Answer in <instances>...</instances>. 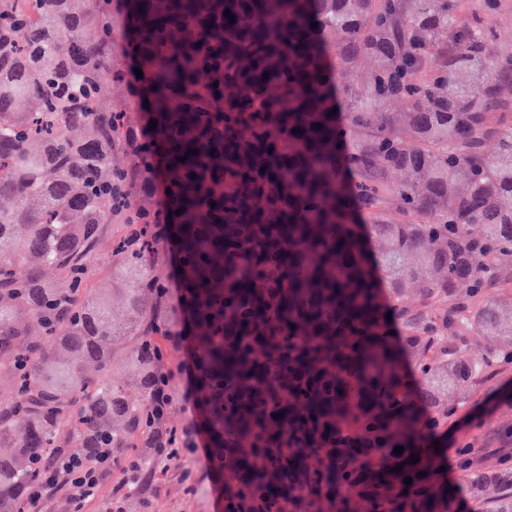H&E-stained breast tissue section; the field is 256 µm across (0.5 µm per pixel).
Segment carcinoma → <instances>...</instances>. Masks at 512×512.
I'll use <instances>...</instances> for the list:
<instances>
[{"instance_id": "obj_1", "label": "carcinoma", "mask_w": 512, "mask_h": 512, "mask_svg": "<svg viewBox=\"0 0 512 512\" xmlns=\"http://www.w3.org/2000/svg\"><path fill=\"white\" fill-rule=\"evenodd\" d=\"M499 7L480 0L465 20L462 0H0V512H24L27 484L68 454L66 431L86 453L112 449L114 465L144 462L150 433L174 432L152 396L173 359L163 342L172 328L193 340L216 463L232 431L335 426L334 384L355 397L350 421L384 428L409 449L406 468L423 466L411 462L418 409L447 423L448 398L472 379L441 345L448 290L467 284L471 326L512 337V307L481 301L491 274L512 266V56H489ZM106 71L137 90L143 125L126 96L102 94ZM226 164L243 169L245 193L224 197ZM159 180L170 190L164 216ZM242 223L274 225L288 288L275 336L226 345L237 317L225 298L268 318L261 290L240 275L265 260L234 251ZM103 224L122 228L86 298ZM156 224L176 234L175 320L171 283L154 272L165 245ZM366 239L380 246L374 263ZM376 270L396 300L408 288L417 297L396 309L417 361V409L388 344ZM283 337L321 381L286 404L277 391L288 372L261 376ZM119 359L136 398L109 378ZM258 393L275 400L262 414L247 400ZM235 460L242 512H279L270 487L293 496L303 483L319 491L298 503L312 512L389 508L364 493L342 500L345 476L314 452L285 465L275 448ZM392 473L375 468L372 484L395 492ZM433 499L430 487L405 502L432 512Z\"/></svg>"}]
</instances>
